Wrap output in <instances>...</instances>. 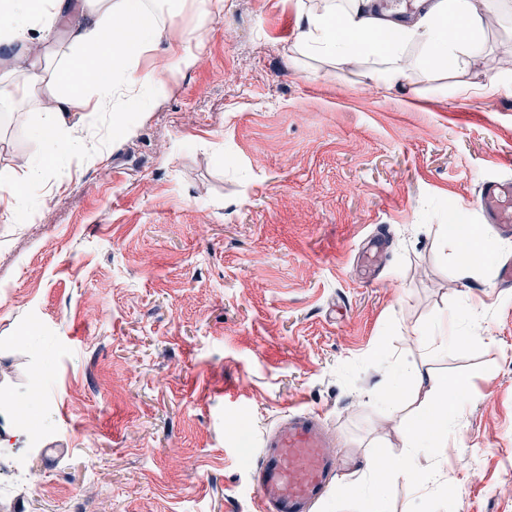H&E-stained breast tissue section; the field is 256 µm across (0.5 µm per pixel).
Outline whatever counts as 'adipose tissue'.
I'll return each instance as SVG.
<instances>
[{
  "mask_svg": "<svg viewBox=\"0 0 512 512\" xmlns=\"http://www.w3.org/2000/svg\"><path fill=\"white\" fill-rule=\"evenodd\" d=\"M194 22L183 26L175 0H0V101L36 103L35 129L52 156L73 148L67 136L75 112L123 114L165 84L164 70L140 72L139 56L162 40L199 38L223 0H193ZM297 29L284 46L289 60L338 62L362 56L363 78L379 90L409 84L414 68L437 74L465 67L486 49L487 15L474 0H418L416 18L402 23L380 0H298ZM419 47L410 58V47ZM423 410L405 420L411 441L430 448L448 437L463 410L466 385L417 372Z\"/></svg>",
  "mask_w": 512,
  "mask_h": 512,
  "instance_id": "obj_1",
  "label": "adipose tissue"
}]
</instances>
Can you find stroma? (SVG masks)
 <instances>
[{"label":"stroma","instance_id":"35a3bbf8","mask_svg":"<svg viewBox=\"0 0 512 512\" xmlns=\"http://www.w3.org/2000/svg\"><path fill=\"white\" fill-rule=\"evenodd\" d=\"M487 50L389 95L360 58L289 63L295 0H223L197 63L126 113L74 115V150L33 182L37 112L0 128V512H256L264 436L321 413L338 462L313 512H360L356 489L406 453L417 371L464 380L445 477L389 482L384 512H512V236L488 224L483 184L512 179V17L482 0ZM484 255L462 267L450 217ZM481 317L472 320L471 307ZM456 314L447 349L429 339ZM41 394L28 421L17 417ZM38 480L25 481L28 472Z\"/></svg>","mask_w":512,"mask_h":512}]
</instances>
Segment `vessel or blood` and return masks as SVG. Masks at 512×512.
<instances>
[{
    "label": "vessel or blood",
    "mask_w": 512,
    "mask_h": 512,
    "mask_svg": "<svg viewBox=\"0 0 512 512\" xmlns=\"http://www.w3.org/2000/svg\"><path fill=\"white\" fill-rule=\"evenodd\" d=\"M480 207L488 223L512 232V181L485 183ZM315 413H290L267 436L256 473L258 512H311L328 491L336 462Z\"/></svg>",
    "instance_id": "b4317fda"
}]
</instances>
